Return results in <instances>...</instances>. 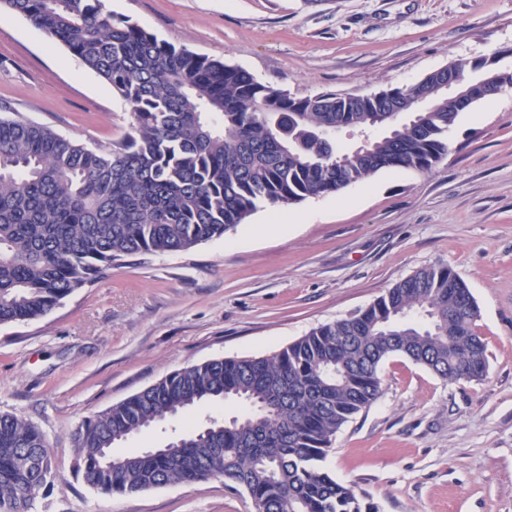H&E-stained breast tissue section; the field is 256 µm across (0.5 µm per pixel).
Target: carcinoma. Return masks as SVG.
<instances>
[{
	"label": "carcinoma",
	"mask_w": 512,
	"mask_h": 512,
	"mask_svg": "<svg viewBox=\"0 0 512 512\" xmlns=\"http://www.w3.org/2000/svg\"><path fill=\"white\" fill-rule=\"evenodd\" d=\"M103 78L128 105L131 130L112 149L0 118V325L46 316L129 256L188 250L218 239L259 206L335 194L383 169L427 173L448 155L464 109L434 78L381 94L433 111L339 151L336 130H373L371 96L296 98L246 70L177 47L102 0H0ZM478 306L450 266L420 269L363 310L322 324L279 351L175 370L83 421L77 471L106 495L213 478L244 491L261 512H378L322 466L336 432L381 393L379 368L403 356L449 381L487 376ZM237 398L251 411L211 419L168 441L161 455L101 448L182 410ZM54 476L41 431L0 413V512H29Z\"/></svg>",
	"instance_id": "obj_1"
}]
</instances>
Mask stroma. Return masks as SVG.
Returning a JSON list of instances; mask_svg holds the SVG:
<instances>
[{"label": "stroma", "instance_id": "stroma-1", "mask_svg": "<svg viewBox=\"0 0 512 512\" xmlns=\"http://www.w3.org/2000/svg\"><path fill=\"white\" fill-rule=\"evenodd\" d=\"M159 39L301 98L370 95L479 59L512 72V0H103ZM0 117L111 149L130 110L60 43L0 10ZM451 266L478 307L485 380L451 382L394 356L381 394L336 434V481L379 512H512V90L460 114L431 172L385 169L344 190L258 208L223 238L126 258L48 315L0 325V413L44 434L55 479L30 512H252L222 479L106 495L76 472L75 430L184 366L272 354L364 309L396 282ZM186 410L121 443L163 446Z\"/></svg>", "mask_w": 512, "mask_h": 512}]
</instances>
